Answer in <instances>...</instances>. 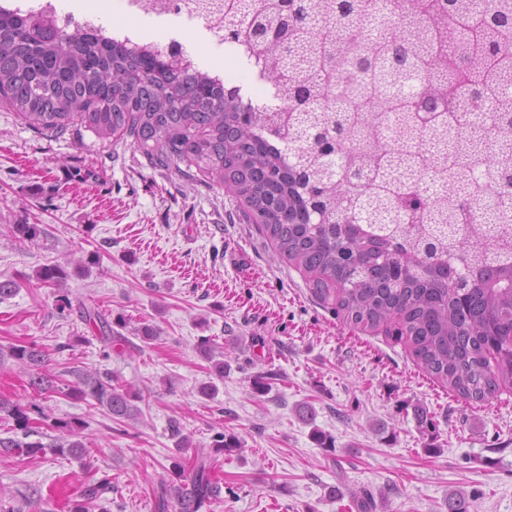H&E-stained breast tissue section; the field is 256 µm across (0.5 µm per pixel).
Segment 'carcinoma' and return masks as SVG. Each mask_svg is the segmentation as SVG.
<instances>
[{"label": "carcinoma", "mask_w": 512, "mask_h": 512, "mask_svg": "<svg viewBox=\"0 0 512 512\" xmlns=\"http://www.w3.org/2000/svg\"><path fill=\"white\" fill-rule=\"evenodd\" d=\"M512 0H224V42L261 64L275 109L199 70L87 32L61 34L45 17L0 11V106L61 133L80 123L126 137L159 168L184 164L233 188L249 222L308 275L334 314L402 342L417 367L466 402L512 388ZM494 137L497 153L485 152ZM58 265L37 271L53 284ZM104 347L128 341L86 309ZM211 339L199 353L224 378ZM31 371L39 396L62 393L119 422L143 415L141 393L107 372L60 387L37 344L0 346ZM37 412L57 432L49 444ZM13 421L0 455L47 451L81 459L84 421L0 398ZM154 512H212L218 457L242 441L220 432L192 447L177 423ZM194 448L191 465L181 453ZM112 481L85 480L68 512H109ZM28 487L0 512L32 503Z\"/></svg>", "instance_id": "cac0c4a2"}]
</instances>
